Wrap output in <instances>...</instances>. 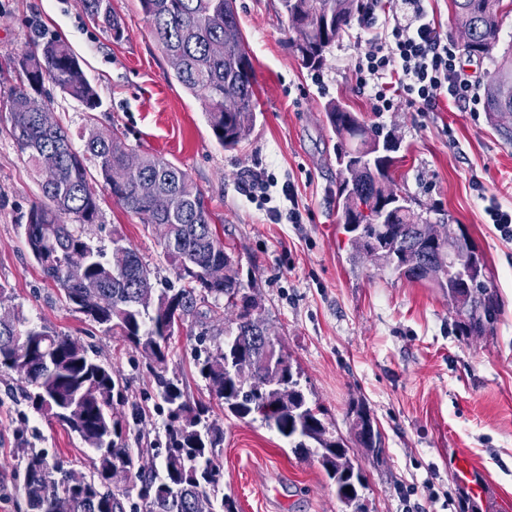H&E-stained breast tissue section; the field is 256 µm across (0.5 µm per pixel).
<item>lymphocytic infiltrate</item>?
<instances>
[{
  "mask_svg": "<svg viewBox=\"0 0 512 512\" xmlns=\"http://www.w3.org/2000/svg\"><path fill=\"white\" fill-rule=\"evenodd\" d=\"M400 2V15L383 20L380 0H371L356 20L366 50L356 57L353 70L372 111H393L401 95L419 112L437 111L445 97L479 104V80L461 71L460 48L440 34L423 0Z\"/></svg>",
  "mask_w": 512,
  "mask_h": 512,
  "instance_id": "1",
  "label": "lymphocytic infiltrate"
}]
</instances>
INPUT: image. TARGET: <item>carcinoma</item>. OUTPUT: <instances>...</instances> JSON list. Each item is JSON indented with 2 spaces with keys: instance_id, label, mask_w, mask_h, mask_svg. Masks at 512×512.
Here are the masks:
<instances>
[{
  "instance_id": "carcinoma-1",
  "label": "carcinoma",
  "mask_w": 512,
  "mask_h": 512,
  "mask_svg": "<svg viewBox=\"0 0 512 512\" xmlns=\"http://www.w3.org/2000/svg\"><path fill=\"white\" fill-rule=\"evenodd\" d=\"M501 0H452L457 28L470 32L461 45L469 58L490 57L499 41ZM153 37L167 57L181 65L175 79L203 105L210 129L222 146H237L255 125V72L241 73L245 57L243 34L235 0H140ZM291 30L307 28V41L297 49L306 68L318 70L325 54L366 8L364 0H279ZM85 12L97 20L114 41L125 38V27L112 0H82ZM31 46L14 58L23 86L8 98L11 136L27 155L37 176L41 165L56 158L51 182L39 180L42 200L27 216L25 238L29 254L44 277L63 293L71 309L105 331L124 338L139 350L166 405L165 455L148 459L149 449L130 448L124 439L127 423L117 411L128 398L123 378L89 353L76 337L46 325L27 323L16 314L0 322V368L14 372L25 383V398L50 422L58 423L92 451L90 476L83 483L73 473L48 460L43 452L25 457L27 512H236L234 500L213 480L218 469L216 450L224 443V429L211 418L210 407L194 402L178 378L166 376L170 326L181 321L201 327L212 336L211 348L195 356V367L206 387L238 418L261 421L288 442L302 458L315 457L336 488L343 512H359L357 501L367 489L361 465L349 455L337 430L324 420V410L310 399L300 370L279 346L284 362L273 361L265 341L276 340L260 310L253 289L240 278L238 261L224 247L212 224L208 201L189 175L170 162L127 147L116 134L105 137L92 131L81 151L61 125L52 129L40 122L50 110L43 97L48 80L62 93L93 112L101 106L96 87L88 79L69 44L34 28ZM485 110L497 116L512 111V53L502 55L486 78ZM326 115L340 139L336 164L340 181L337 205L356 257L369 259L380 271L400 279L429 283L446 293L459 317L463 336H484L493 330L500 312L495 292L488 286L485 264L469 237L457 249H470L474 272L465 278L448 273V237L428 241L425 259L445 268L433 280L406 245L410 226L420 217L404 204L388 208L378 224L377 198L381 186L392 180L398 140L378 127H369L339 103L328 105ZM108 185L117 203L142 222L167 224L170 240L163 241L167 258L181 282L178 288L154 286L151 272L138 253L113 240V250L125 253V263L113 265L93 246L84 227L101 214L100 197L91 184V172ZM153 183L170 201L168 211L157 213L140 195L138 184ZM224 266V280L209 281L202 273ZM224 327L209 328L217 313ZM348 415L355 441L363 448H383V434L366 404L354 402ZM129 473L141 483L139 501L113 490L109 472ZM351 490H346V487Z\"/></svg>"
}]
</instances>
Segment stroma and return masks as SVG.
<instances>
[{"label":"stroma","instance_id":"35a3bbf8","mask_svg":"<svg viewBox=\"0 0 512 512\" xmlns=\"http://www.w3.org/2000/svg\"><path fill=\"white\" fill-rule=\"evenodd\" d=\"M112 6L126 28L118 43L85 14L80 0H0V113L20 84L11 58L26 48L32 25L61 36L102 100L89 115L46 84L51 110L74 147L82 148L89 130L116 131L129 148L184 170L208 200L243 282L253 288L326 421L346 437L350 401L364 400L371 409L385 438L382 455L349 448L367 477L369 512H460L471 486L457 474L455 460L462 456L473 466V484L512 497V239L502 237L486 214L492 201L512 209V141L485 110L450 100L434 112L414 111L401 99L395 111L372 112L352 71L365 49L355 30L332 44L318 83L289 44L279 0H236L256 72L257 122L236 149H224L200 100L174 78L139 0H112ZM331 102L393 132L400 141L392 171L396 188L416 199L430 223L467 231L501 304L491 333L461 335L453 304L439 290L349 261L336 204L338 139L325 116ZM250 170L272 175L270 204L280 210L288 208L281 184L293 185L300 223L271 220L248 197ZM96 190L101 218L85 227L92 244L108 252L113 239L123 238L157 287L174 284L159 233L118 205L104 184ZM41 198L31 164L0 123V311L80 337L111 364L143 413L142 425L126 428L128 446L163 454L164 404L142 355L71 311L30 257L24 227ZM198 345L189 327L176 331L168 374L223 425L219 486L238 512H341L316 460L296 457L275 431L225 412L210 395L193 364ZM31 448L75 474L90 472L80 441L35 412L15 375L0 370V512H18L24 502L22 452Z\"/></svg>","mask_w":512,"mask_h":512}]
</instances>
